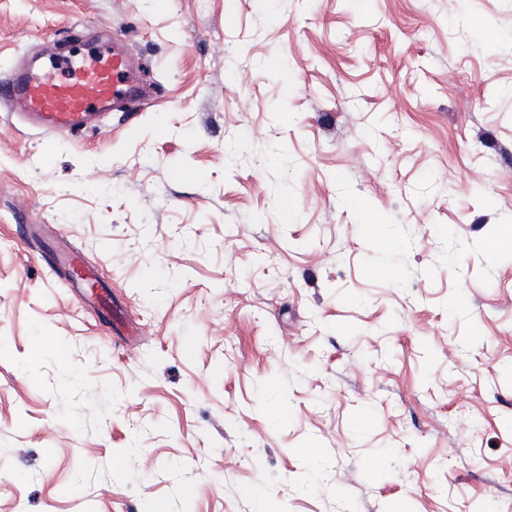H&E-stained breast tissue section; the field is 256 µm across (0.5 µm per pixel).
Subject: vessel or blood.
I'll list each match as a JSON object with an SVG mask.
<instances>
[{"label": "vessel or blood", "mask_w": 512, "mask_h": 512, "mask_svg": "<svg viewBox=\"0 0 512 512\" xmlns=\"http://www.w3.org/2000/svg\"><path fill=\"white\" fill-rule=\"evenodd\" d=\"M143 90L120 55L102 64L63 57L52 70H18L0 81V101L42 131L76 133L96 114L138 99Z\"/></svg>", "instance_id": "obj_1"}]
</instances>
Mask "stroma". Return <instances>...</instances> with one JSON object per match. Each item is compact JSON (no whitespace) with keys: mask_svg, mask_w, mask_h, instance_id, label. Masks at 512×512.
Wrapping results in <instances>:
<instances>
[{"mask_svg":"<svg viewBox=\"0 0 512 512\" xmlns=\"http://www.w3.org/2000/svg\"><path fill=\"white\" fill-rule=\"evenodd\" d=\"M50 43L156 96L0 108V512H512V0H0Z\"/></svg>","mask_w":512,"mask_h":512,"instance_id":"35a3bbf8","label":"stroma"}]
</instances>
